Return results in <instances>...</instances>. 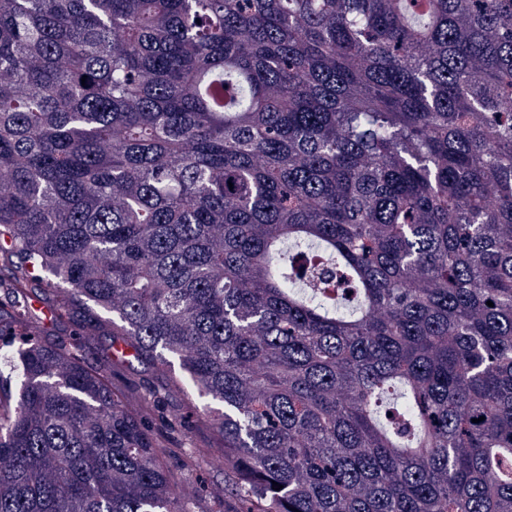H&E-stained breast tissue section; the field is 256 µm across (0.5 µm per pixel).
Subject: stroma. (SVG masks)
<instances>
[{
	"label": "stroma",
	"mask_w": 512,
	"mask_h": 512,
	"mask_svg": "<svg viewBox=\"0 0 512 512\" xmlns=\"http://www.w3.org/2000/svg\"><path fill=\"white\" fill-rule=\"evenodd\" d=\"M112 387L135 413L144 415L158 443L167 447V462L176 480L190 492L195 512H239V499L225 488L234 477L233 462L225 458L219 439L202 413V400L174 387L164 375L141 364L113 366ZM190 448L211 454L199 465H183Z\"/></svg>",
	"instance_id": "35a3bbf8"
}]
</instances>
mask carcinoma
I'll return each instance as SVG.
<instances>
[{
    "label": "carcinoma",
    "mask_w": 512,
    "mask_h": 512,
    "mask_svg": "<svg viewBox=\"0 0 512 512\" xmlns=\"http://www.w3.org/2000/svg\"><path fill=\"white\" fill-rule=\"evenodd\" d=\"M506 100L512 0H0V512H193L90 303L241 512H512ZM85 316L84 310L77 309L74 314H71L70 319H66L67 341L82 346L81 361L84 365L94 368L102 361L104 351L110 344V340L108 337H99L89 343L86 342L82 329ZM111 382L112 388L123 395L135 413L146 415L154 438L167 447L169 468L175 479L190 491L195 511H239V499L227 490L235 475L233 461L224 459L221 443L201 411L202 400L187 396L175 388L167 376L135 361L131 367L126 364L113 366ZM149 387L159 391L162 399L159 406L142 398L144 390ZM187 448L212 450L205 462L184 468L182 461L185 460ZM216 490L221 493L216 494Z\"/></svg>",
    "instance_id": "cac0c4a2"
}]
</instances>
